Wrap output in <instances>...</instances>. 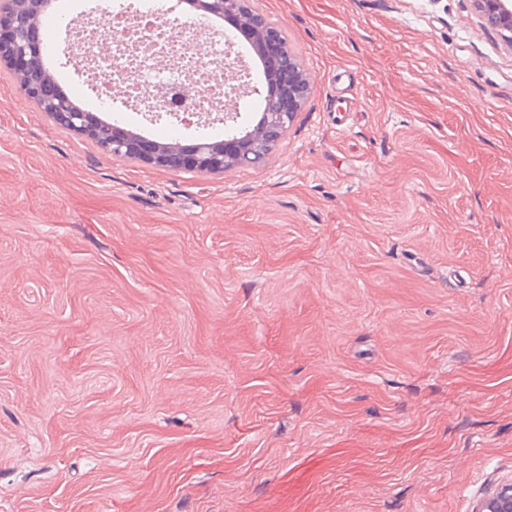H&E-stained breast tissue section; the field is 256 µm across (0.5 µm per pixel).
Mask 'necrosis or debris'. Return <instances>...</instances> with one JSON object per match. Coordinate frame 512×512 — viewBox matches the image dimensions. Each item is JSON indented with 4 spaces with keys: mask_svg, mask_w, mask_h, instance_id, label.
<instances>
[{
    "mask_svg": "<svg viewBox=\"0 0 512 512\" xmlns=\"http://www.w3.org/2000/svg\"><path fill=\"white\" fill-rule=\"evenodd\" d=\"M104 27L113 33L106 42L100 39ZM183 29L169 7L147 0H114L111 14L99 23L73 30L84 76L77 92L116 112L165 115L169 109L160 88L196 83L197 95L169 124L175 131L192 127L200 114L220 111L232 86L225 69L237 67V52L221 36L214 46L199 51Z\"/></svg>",
    "mask_w": 512,
    "mask_h": 512,
    "instance_id": "4bbe7bcc",
    "label": "necrosis or debris"
}]
</instances>
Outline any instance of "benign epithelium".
Listing matches in <instances>:
<instances>
[{
  "instance_id": "1",
  "label": "benign epithelium",
  "mask_w": 512,
  "mask_h": 512,
  "mask_svg": "<svg viewBox=\"0 0 512 512\" xmlns=\"http://www.w3.org/2000/svg\"><path fill=\"white\" fill-rule=\"evenodd\" d=\"M48 0H0V64L7 65L18 86L38 108L64 128L102 142L116 157L139 160L171 169L222 173L234 167L258 165L278 145L284 131L307 103L310 79L290 54L282 29L258 13L245 11V0H184L183 15L201 28L213 18H233L238 30L261 53L270 54L268 84L258 123L240 135L190 146H163L114 126L102 134L94 113L61 95L42 70L43 44L37 19ZM481 22L512 47V0H474ZM473 512H512V477L490 487Z\"/></svg>"
}]
</instances>
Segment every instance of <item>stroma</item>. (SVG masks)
<instances>
[{"instance_id":"35a3bbf8","label":"stroma","mask_w":512,"mask_h":512,"mask_svg":"<svg viewBox=\"0 0 512 512\" xmlns=\"http://www.w3.org/2000/svg\"><path fill=\"white\" fill-rule=\"evenodd\" d=\"M262 164L117 158L0 67V512H472L512 477V48L472 0H249Z\"/></svg>"}]
</instances>
